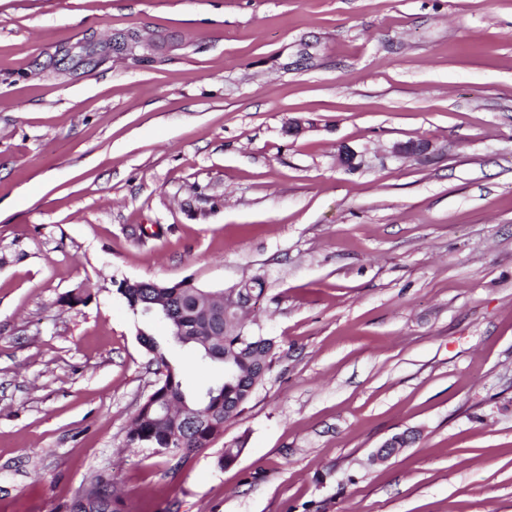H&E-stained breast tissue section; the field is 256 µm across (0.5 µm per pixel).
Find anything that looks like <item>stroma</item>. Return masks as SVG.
Returning <instances> with one entry per match:
<instances>
[{"label": "stroma", "instance_id": "obj_1", "mask_svg": "<svg viewBox=\"0 0 512 512\" xmlns=\"http://www.w3.org/2000/svg\"><path fill=\"white\" fill-rule=\"evenodd\" d=\"M253 277L243 412L127 447L159 376L118 283ZM103 473L122 512H512V0H0V512ZM155 37L153 34L142 35L140 33L137 34L133 40L125 39L124 43L119 41V46L122 49V55L127 59H131L133 61H139L142 57L140 51L142 50H150L154 44ZM413 436L414 432L411 430H406L402 433L393 435L375 450L373 458L377 461H386L390 459L398 450L406 448V445L410 443Z\"/></svg>", "mask_w": 512, "mask_h": 512}]
</instances>
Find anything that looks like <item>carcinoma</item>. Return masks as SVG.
<instances>
[{
    "instance_id": "cac0c4a2",
    "label": "carcinoma",
    "mask_w": 512,
    "mask_h": 512,
    "mask_svg": "<svg viewBox=\"0 0 512 512\" xmlns=\"http://www.w3.org/2000/svg\"><path fill=\"white\" fill-rule=\"evenodd\" d=\"M117 291L133 312L142 310L158 293L167 295L169 303V317L164 319L167 336L159 341L145 328L140 335L153 361L162 369V380L139 408L127 432V446L164 448L175 455L208 447L215 436L224 431V425L243 411L244 405L262 384L265 373L272 368L276 355L274 340L253 333L248 342H242L238 321L242 320L243 311L238 307L234 308L237 323L228 325L224 335H206L208 324L203 316L204 308L219 309L225 306V301L199 300L200 292L189 280L164 288L119 287ZM173 348L195 352L203 369L214 365L224 368V356L230 355L234 357V371L187 392L181 370L170 359ZM170 400L184 402L201 413L197 425L187 432L180 444L170 442V435L182 429L185 414L179 408L167 411ZM121 505L110 480L100 474L90 488L72 502L69 512H121Z\"/></svg>"
}]
</instances>
